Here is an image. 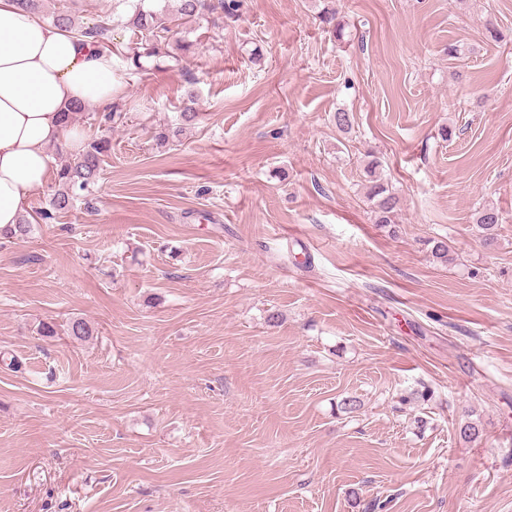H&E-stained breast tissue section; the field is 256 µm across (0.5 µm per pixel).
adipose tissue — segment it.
<instances>
[{
    "instance_id": "1",
    "label": "adipose tissue",
    "mask_w": 512,
    "mask_h": 512,
    "mask_svg": "<svg viewBox=\"0 0 512 512\" xmlns=\"http://www.w3.org/2000/svg\"><path fill=\"white\" fill-rule=\"evenodd\" d=\"M120 90L111 54L0 0V229L19 223L48 184L50 149H80L81 130L61 124L64 108H107Z\"/></svg>"
}]
</instances>
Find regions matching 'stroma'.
Returning <instances> with one entry per match:
<instances>
[{"label": "stroma", "instance_id": "1", "mask_svg": "<svg viewBox=\"0 0 512 512\" xmlns=\"http://www.w3.org/2000/svg\"><path fill=\"white\" fill-rule=\"evenodd\" d=\"M113 3H48L122 90L94 189L0 239V512H512V0H240L144 74ZM377 160H371L364 168L366 197L372 204L375 222L379 224H396V215L400 207V198L389 188L388 182L378 169Z\"/></svg>", "mask_w": 512, "mask_h": 512}]
</instances>
